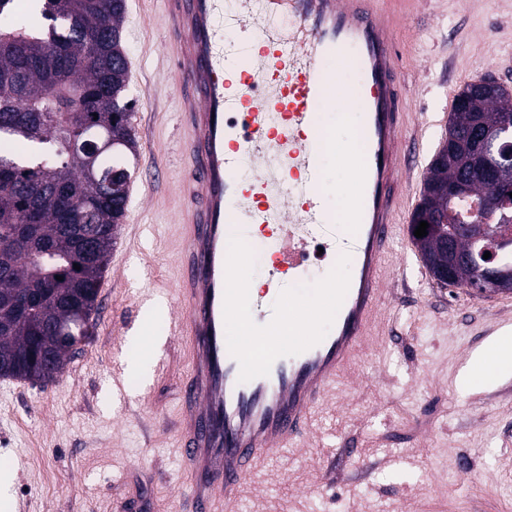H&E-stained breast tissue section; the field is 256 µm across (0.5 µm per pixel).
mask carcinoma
<instances>
[{
	"instance_id": "carcinoma-1",
	"label": "carcinoma",
	"mask_w": 512,
	"mask_h": 512,
	"mask_svg": "<svg viewBox=\"0 0 512 512\" xmlns=\"http://www.w3.org/2000/svg\"><path fill=\"white\" fill-rule=\"evenodd\" d=\"M10 3L0 0V32L16 35L22 52L0 54V100L12 105V111L0 112V128H6L0 143H21L27 154L11 158L0 153V161L16 163L13 184L0 185V377L46 386L64 373L79 338H88L83 328L95 309L94 288L126 213L125 181L136 159L133 102L126 71L115 64L125 55L122 40L104 48L89 42L101 30L122 29L124 7L118 0H93L92 10L80 13L44 0L39 27L8 12ZM56 45L65 54L50 76L46 61ZM17 74L43 94H21L14 82ZM104 77L116 111L98 113L87 134L93 139L106 128L112 132V151L98 158L100 169L116 174L110 190L86 178L82 156L56 152L61 130L82 118L84 100ZM507 114L512 115V93L500 83L488 89L468 82L458 90L448 134L430 162L411 218L413 226L426 220L441 225L413 238L433 275L448 265V251L441 245L448 225L466 227L464 234L448 240V247L468 258L454 274L459 287L471 286L493 223L512 225V161L494 151L475 162L468 137L477 125L494 131ZM78 238L95 240V257L82 253L75 245Z\"/></svg>"
}]
</instances>
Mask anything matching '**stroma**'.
Masks as SVG:
<instances>
[{
  "instance_id": "35a3bbf8",
  "label": "stroma",
  "mask_w": 512,
  "mask_h": 512,
  "mask_svg": "<svg viewBox=\"0 0 512 512\" xmlns=\"http://www.w3.org/2000/svg\"><path fill=\"white\" fill-rule=\"evenodd\" d=\"M136 169L101 281L92 335L57 382L0 378V512H191L172 429L187 353L179 183L185 178L174 45L162 0H128ZM402 109L448 127L449 86L472 74L512 91V0H417L397 35ZM370 336L312 430L245 481L233 512H512V372L467 388L470 358L512 321L511 294L442 286L410 234L391 247Z\"/></svg>"
}]
</instances>
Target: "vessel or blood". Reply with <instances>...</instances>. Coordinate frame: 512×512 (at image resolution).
<instances>
[{"mask_svg": "<svg viewBox=\"0 0 512 512\" xmlns=\"http://www.w3.org/2000/svg\"><path fill=\"white\" fill-rule=\"evenodd\" d=\"M389 0H164L163 22L178 30L176 74L190 86L184 155L191 175L180 212L182 313L172 333L189 352L183 407L173 424L181 459L193 477L194 512L235 501L267 457L302 438L314 409L359 352L379 314L382 281L399 217L409 210L421 170L422 136L397 109L401 61L396 34L404 15ZM239 48L224 46L225 24ZM357 49L362 80L353 101L363 114L365 148L349 171L347 201L354 245L347 282L327 271L324 301L336 303V328L320 334L312 308L288 311V343L251 357L247 340L271 335L255 313L247 338L232 343L240 308L250 299L248 258L229 248L247 225L274 240L266 288L281 275L303 277L320 233L335 223L324 203L326 118L336 103L332 63ZM253 175L243 179L240 170Z\"/></svg>", "mask_w": 512, "mask_h": 512, "instance_id": "b4317fda", "label": "vessel or blood"}]
</instances>
